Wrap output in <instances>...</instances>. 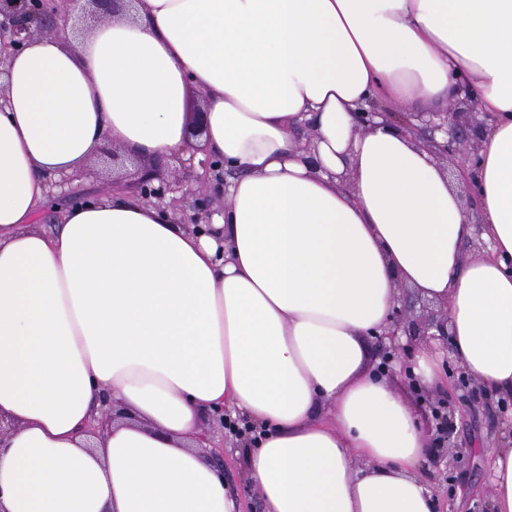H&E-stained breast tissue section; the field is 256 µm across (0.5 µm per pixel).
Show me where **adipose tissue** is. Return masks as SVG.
<instances>
[{
  "instance_id": "obj_1",
  "label": "adipose tissue",
  "mask_w": 512,
  "mask_h": 512,
  "mask_svg": "<svg viewBox=\"0 0 512 512\" xmlns=\"http://www.w3.org/2000/svg\"><path fill=\"white\" fill-rule=\"evenodd\" d=\"M462 80L496 115L478 229L418 137L356 121L447 111ZM106 141L223 157L214 234L119 189L34 229L49 179ZM477 233L490 252L466 256ZM402 284L447 305L452 359L512 401V0H134L31 37L0 61V512H241L196 449L219 407L258 429L264 512H437L428 425L366 369ZM108 395L123 419L88 434ZM491 453L490 508L512 512V439Z\"/></svg>"
}]
</instances>
